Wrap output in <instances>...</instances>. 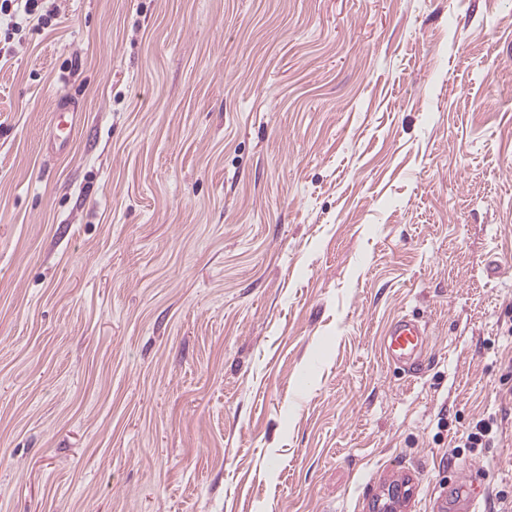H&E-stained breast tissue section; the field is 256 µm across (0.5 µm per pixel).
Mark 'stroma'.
Listing matches in <instances>:
<instances>
[{
	"mask_svg": "<svg viewBox=\"0 0 512 512\" xmlns=\"http://www.w3.org/2000/svg\"><path fill=\"white\" fill-rule=\"evenodd\" d=\"M54 5L0 41V512L512 500V0ZM51 142L64 147L80 121V111L74 101L60 100L54 110ZM428 345V332L419 321L402 317L389 325L386 332L385 356L413 373L419 366L422 353ZM497 423L493 417L482 418L478 420L471 431L467 434L465 447L468 448H486L491 441L490 435Z\"/></svg>",
	"mask_w": 512,
	"mask_h": 512,
	"instance_id": "stroma-1",
	"label": "stroma"
}]
</instances>
